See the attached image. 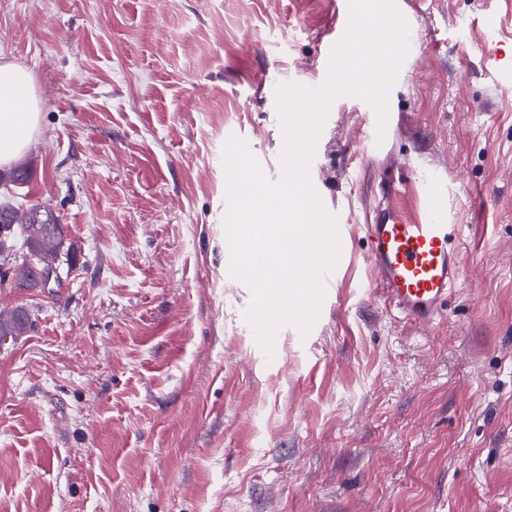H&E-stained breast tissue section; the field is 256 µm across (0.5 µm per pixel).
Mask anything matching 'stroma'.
Returning <instances> with one entry per match:
<instances>
[{"label": "stroma", "mask_w": 512, "mask_h": 512, "mask_svg": "<svg viewBox=\"0 0 512 512\" xmlns=\"http://www.w3.org/2000/svg\"><path fill=\"white\" fill-rule=\"evenodd\" d=\"M337 0H0V62L41 100L0 201L51 206L75 257L0 345V512H512V0H396L385 135L335 99L310 167L345 226L308 336L265 354L230 273L224 147L273 181L283 83L319 87ZM447 194L463 281L433 325L386 308L361 226L380 182Z\"/></svg>", "instance_id": "stroma-1"}]
</instances>
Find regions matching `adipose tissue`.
I'll return each instance as SVG.
<instances>
[{
	"label": "adipose tissue",
	"mask_w": 512,
	"mask_h": 512,
	"mask_svg": "<svg viewBox=\"0 0 512 512\" xmlns=\"http://www.w3.org/2000/svg\"><path fill=\"white\" fill-rule=\"evenodd\" d=\"M41 101L31 73L0 62V166L14 162L39 124Z\"/></svg>",
	"instance_id": "ef3b65f1"
}]
</instances>
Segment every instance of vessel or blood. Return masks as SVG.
<instances>
[{
	"label": "vessel or blood",
	"mask_w": 512,
	"mask_h": 512,
	"mask_svg": "<svg viewBox=\"0 0 512 512\" xmlns=\"http://www.w3.org/2000/svg\"><path fill=\"white\" fill-rule=\"evenodd\" d=\"M446 199L413 213L391 189L365 227L366 261L385 305L403 320H440L463 277L461 227L444 215Z\"/></svg>",
	"instance_id": "vessel-or-blood-1"
}]
</instances>
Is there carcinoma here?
<instances>
[{
    "mask_svg": "<svg viewBox=\"0 0 512 512\" xmlns=\"http://www.w3.org/2000/svg\"><path fill=\"white\" fill-rule=\"evenodd\" d=\"M30 171L24 164L14 166L8 173L0 172V183L7 180L13 184H26ZM23 235L27 248L26 259L20 264H0V281L9 279L19 288L37 287V273L57 268L72 270L74 263L70 250L65 248V227L60 224L55 212L40 203L30 205L24 218L8 202H0V255H11L17 244V235ZM32 327L30 315L14 309L8 316L0 314V342L16 340L26 335Z\"/></svg>",
    "mask_w": 512,
    "mask_h": 512,
    "instance_id": "obj_1",
    "label": "carcinoma"
}]
</instances>
